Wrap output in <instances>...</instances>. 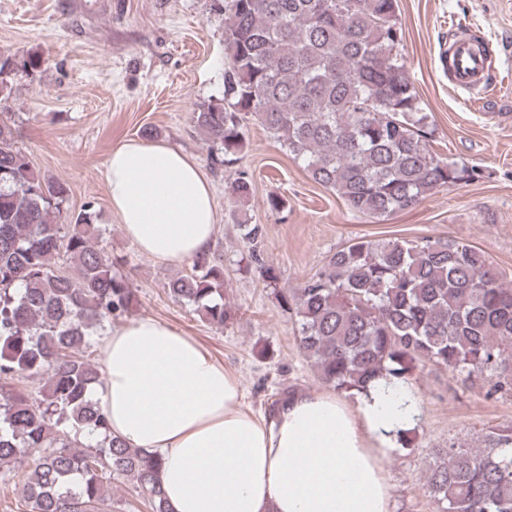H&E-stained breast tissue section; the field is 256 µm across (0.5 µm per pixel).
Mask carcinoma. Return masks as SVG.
I'll use <instances>...</instances> for the list:
<instances>
[{"label":"carcinoma","mask_w":512,"mask_h":512,"mask_svg":"<svg viewBox=\"0 0 512 512\" xmlns=\"http://www.w3.org/2000/svg\"><path fill=\"white\" fill-rule=\"evenodd\" d=\"M224 99L197 106L193 127L211 143L213 166L237 162L245 122L258 121L312 181L360 216L385 221L481 170L431 151L400 52L396 0H222ZM232 219L252 244L280 305L298 317V348L326 386L349 397L382 377L407 384L430 363L464 387L512 389V285L480 249L448 239L352 240L302 287L277 289L257 250L259 225L239 206L252 194L226 183ZM68 190L15 146L0 119V379H44L38 397L0 386V479L28 450L40 453L22 485L29 512H108L106 484L130 478L151 512H168L160 461L110 432L88 398L101 372L87 358L93 330L139 302L129 278L98 245L89 205L64 213ZM174 300L224 324V255L209 249L167 283ZM481 448L435 450L426 484L439 512H512V425Z\"/></svg>","instance_id":"carcinoma-1"}]
</instances>
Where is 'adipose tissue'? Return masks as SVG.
I'll return each mask as SVG.
<instances>
[{
  "mask_svg": "<svg viewBox=\"0 0 512 512\" xmlns=\"http://www.w3.org/2000/svg\"><path fill=\"white\" fill-rule=\"evenodd\" d=\"M105 180L142 254L175 263L212 246L213 191L182 150L123 141ZM103 354L91 397L113 435L161 458L170 512H390L383 460L419 421L407 388L379 378L351 403L298 391L257 416L244 410L234 373L155 318L113 325Z\"/></svg>",
  "mask_w": 512,
  "mask_h": 512,
  "instance_id": "obj_1",
  "label": "adipose tissue"
}]
</instances>
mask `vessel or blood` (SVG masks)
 I'll return each instance as SVG.
<instances>
[{
  "label": "vessel or blood",
  "instance_id": "b4317fda",
  "mask_svg": "<svg viewBox=\"0 0 512 512\" xmlns=\"http://www.w3.org/2000/svg\"><path fill=\"white\" fill-rule=\"evenodd\" d=\"M439 61L451 85L457 90L472 92L489 85L495 54L485 40L458 31L450 37L448 48L441 53Z\"/></svg>",
  "mask_w": 512,
  "mask_h": 512
}]
</instances>
